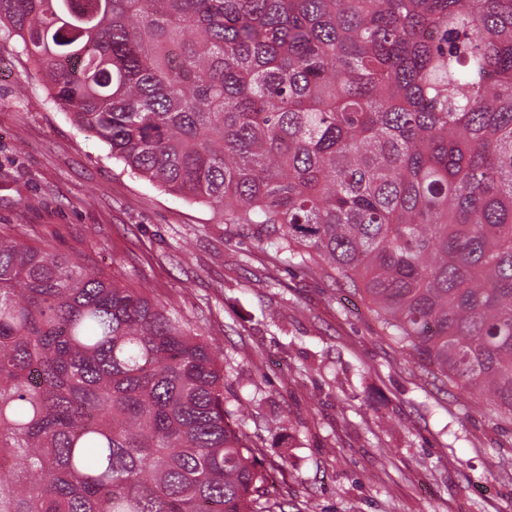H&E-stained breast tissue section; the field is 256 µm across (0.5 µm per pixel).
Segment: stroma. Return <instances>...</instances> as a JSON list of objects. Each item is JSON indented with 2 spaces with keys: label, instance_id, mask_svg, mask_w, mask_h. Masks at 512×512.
<instances>
[{
  "label": "stroma",
  "instance_id": "1",
  "mask_svg": "<svg viewBox=\"0 0 512 512\" xmlns=\"http://www.w3.org/2000/svg\"><path fill=\"white\" fill-rule=\"evenodd\" d=\"M0 234L181 311L224 351L285 512H512V422L414 370L359 295L127 171L0 34Z\"/></svg>",
  "mask_w": 512,
  "mask_h": 512
}]
</instances>
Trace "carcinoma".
<instances>
[{"label":"carcinoma","instance_id":"obj_1","mask_svg":"<svg viewBox=\"0 0 512 512\" xmlns=\"http://www.w3.org/2000/svg\"><path fill=\"white\" fill-rule=\"evenodd\" d=\"M79 130L354 288L512 420V0H0ZM181 314L0 235V512H276Z\"/></svg>","mask_w":512,"mask_h":512}]
</instances>
